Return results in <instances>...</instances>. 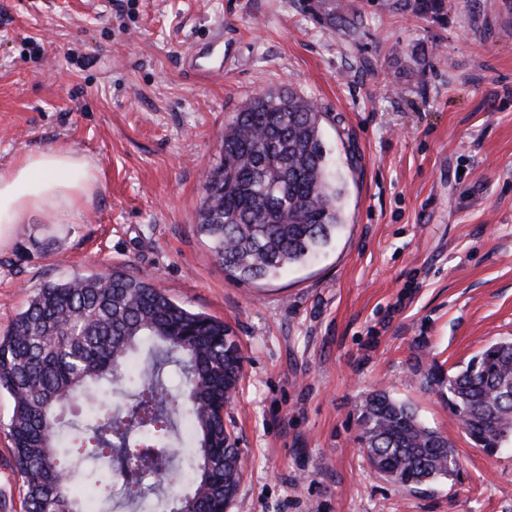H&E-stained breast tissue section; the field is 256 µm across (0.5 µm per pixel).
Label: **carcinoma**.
<instances>
[{"label": "carcinoma", "mask_w": 512, "mask_h": 512, "mask_svg": "<svg viewBox=\"0 0 512 512\" xmlns=\"http://www.w3.org/2000/svg\"><path fill=\"white\" fill-rule=\"evenodd\" d=\"M445 0H395L416 17ZM353 34L357 13H327ZM323 113L282 90L245 103L224 130L221 157L203 182L198 232L224 271L262 281L327 247L341 225L343 188L328 169ZM145 360L129 369L132 355ZM243 357L223 321L191 311L154 283L120 270L35 289L0 335V392L13 402L7 424L24 479L25 512H226L241 480V450L224 427ZM478 447H512V340H501L448 374L428 372ZM134 389L120 416L105 408L64 440V414L94 391L105 403ZM193 429L188 470L177 418ZM360 442L373 471L416 488L448 478L459 458L447 436L384 390L363 403ZM82 485L90 498L75 494Z\"/></svg>", "instance_id": "1"}]
</instances>
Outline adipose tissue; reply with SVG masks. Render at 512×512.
<instances>
[{"label": "adipose tissue", "instance_id": "1", "mask_svg": "<svg viewBox=\"0 0 512 512\" xmlns=\"http://www.w3.org/2000/svg\"><path fill=\"white\" fill-rule=\"evenodd\" d=\"M97 184L93 159L65 146L23 154L0 168V249L12 243L15 227L33 216L56 224L63 213L80 210Z\"/></svg>", "mask_w": 512, "mask_h": 512}]
</instances>
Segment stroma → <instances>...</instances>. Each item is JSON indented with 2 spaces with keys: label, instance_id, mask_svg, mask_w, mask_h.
I'll return each mask as SVG.
<instances>
[{
  "label": "stroma",
  "instance_id": "stroma-1",
  "mask_svg": "<svg viewBox=\"0 0 512 512\" xmlns=\"http://www.w3.org/2000/svg\"><path fill=\"white\" fill-rule=\"evenodd\" d=\"M334 4L360 14L354 37L302 0H0V166L66 146L99 181L69 223L33 218L0 250V332L40 284L123 269L240 340L227 512H512V449L474 447L427 379L512 338V9ZM281 89L326 114L342 225L309 262L245 283L196 212L225 127ZM377 388L448 436L453 476L412 489L373 472L358 416ZM11 413L2 392L0 512H23Z\"/></svg>",
  "mask_w": 512,
  "mask_h": 512
}]
</instances>
